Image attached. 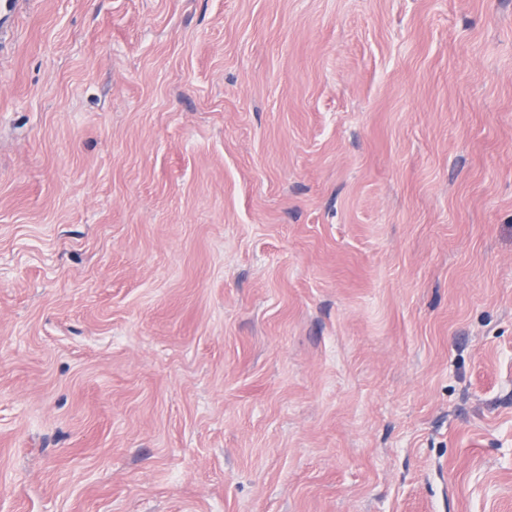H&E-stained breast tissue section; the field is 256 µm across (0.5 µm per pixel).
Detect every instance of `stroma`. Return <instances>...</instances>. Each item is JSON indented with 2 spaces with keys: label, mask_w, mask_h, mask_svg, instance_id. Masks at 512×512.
<instances>
[{
  "label": "stroma",
  "mask_w": 512,
  "mask_h": 512,
  "mask_svg": "<svg viewBox=\"0 0 512 512\" xmlns=\"http://www.w3.org/2000/svg\"><path fill=\"white\" fill-rule=\"evenodd\" d=\"M13 26L0 512H512V0Z\"/></svg>",
  "instance_id": "1"
}]
</instances>
